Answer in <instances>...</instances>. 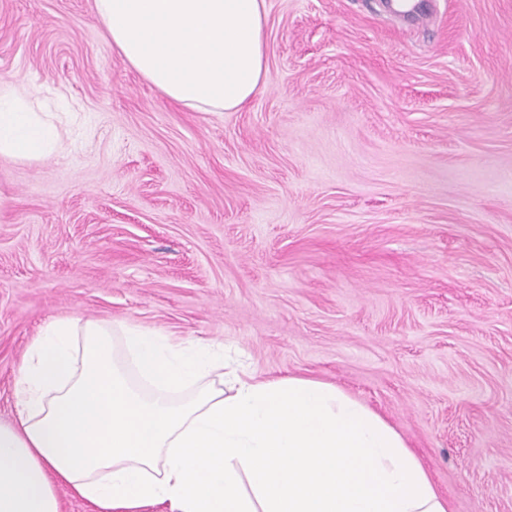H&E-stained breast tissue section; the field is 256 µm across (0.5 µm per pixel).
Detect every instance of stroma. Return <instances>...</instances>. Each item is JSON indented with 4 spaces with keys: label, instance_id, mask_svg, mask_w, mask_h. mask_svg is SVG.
Returning a JSON list of instances; mask_svg holds the SVG:
<instances>
[{
    "label": "stroma",
    "instance_id": "35a3bbf8",
    "mask_svg": "<svg viewBox=\"0 0 512 512\" xmlns=\"http://www.w3.org/2000/svg\"><path fill=\"white\" fill-rule=\"evenodd\" d=\"M264 0L237 112L167 100L94 0H0V81L79 112L0 158V423L54 317L240 354L386 417L448 512H512V0Z\"/></svg>",
    "mask_w": 512,
    "mask_h": 512
}]
</instances>
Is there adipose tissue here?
Listing matches in <instances>:
<instances>
[{"label":"adipose tissue","instance_id":"adipose-tissue-1","mask_svg":"<svg viewBox=\"0 0 512 512\" xmlns=\"http://www.w3.org/2000/svg\"><path fill=\"white\" fill-rule=\"evenodd\" d=\"M263 0H95L113 48L169 101L242 110L265 84ZM0 83V157L41 162L58 117ZM0 424V512H448L400 433L335 385L226 369L205 341L50 319Z\"/></svg>","mask_w":512,"mask_h":512}]
</instances>
